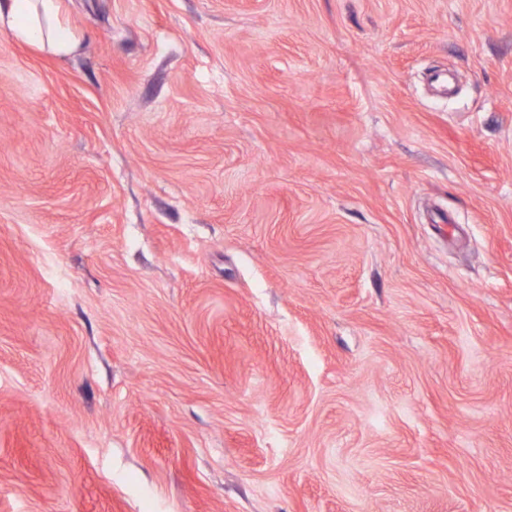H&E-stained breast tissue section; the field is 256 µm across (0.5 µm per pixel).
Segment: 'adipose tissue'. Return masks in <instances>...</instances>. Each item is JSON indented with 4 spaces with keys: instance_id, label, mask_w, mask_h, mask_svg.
Masks as SVG:
<instances>
[{
    "instance_id": "obj_1",
    "label": "adipose tissue",
    "mask_w": 512,
    "mask_h": 512,
    "mask_svg": "<svg viewBox=\"0 0 512 512\" xmlns=\"http://www.w3.org/2000/svg\"><path fill=\"white\" fill-rule=\"evenodd\" d=\"M63 0H0V28L18 40L49 45L59 55L76 47L74 36L62 16Z\"/></svg>"
}]
</instances>
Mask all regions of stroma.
<instances>
[{"label":"stroma","mask_w":512,"mask_h":512,"mask_svg":"<svg viewBox=\"0 0 512 512\" xmlns=\"http://www.w3.org/2000/svg\"><path fill=\"white\" fill-rule=\"evenodd\" d=\"M64 9L0 30V512H512V0ZM0 28H7L18 40L48 44L59 55L73 52L76 42L62 16L63 0H2Z\"/></svg>","instance_id":"stroma-1"}]
</instances>
